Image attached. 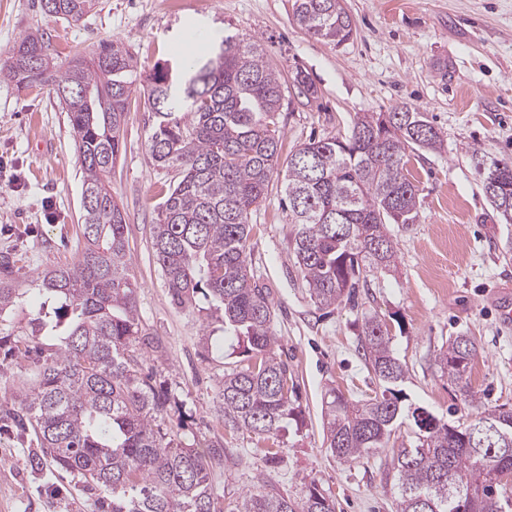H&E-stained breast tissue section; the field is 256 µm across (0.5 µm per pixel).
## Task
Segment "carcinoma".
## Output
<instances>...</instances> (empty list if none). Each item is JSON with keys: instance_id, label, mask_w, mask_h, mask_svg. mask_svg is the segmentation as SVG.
Masks as SVG:
<instances>
[{"instance_id": "1", "label": "carcinoma", "mask_w": 512, "mask_h": 512, "mask_svg": "<svg viewBox=\"0 0 512 512\" xmlns=\"http://www.w3.org/2000/svg\"><path fill=\"white\" fill-rule=\"evenodd\" d=\"M43 12L76 24L96 0H40ZM294 17L308 34L336 46L352 40L353 20L343 0H294ZM41 34L21 36L0 66V78L19 86L51 83L65 105L82 173L83 246L70 265L38 277L54 300L30 319L26 336L56 344L25 346L35 354L32 382L7 410L32 428L56 470L78 474L110 496V512H221L212 473L224 448L200 452L164 430L174 397L146 370L142 347L163 352L142 327L136 284L127 258V224L112 194V168L131 94L146 91L156 121L148 135L153 161L175 173L158 204L152 243L172 298L191 307L198 296L223 312L248 364L224 373V422L258 435H276L299 413L288 385V365L274 347L269 289L255 278L250 252L251 214L273 175L283 174L288 221L294 225V264L311 301L336 308L354 299L370 273L397 267L390 224H414L418 196L409 178L410 154L437 150L442 139L424 113L406 104L388 112H358L350 135L299 146L278 170V115L285 80L251 39L228 35L205 55L185 54L176 67L157 66L141 81L138 64L121 42L101 41L91 56L49 73ZM293 86L307 98L317 87L301 71ZM483 191L501 219L512 224V161H502ZM15 261L0 258V314L18 295ZM362 350L379 393L352 400L333 390L324 411L329 448L355 460L385 447L403 424L415 442L394 451L397 512H507L512 498V440L466 444L462 422L444 420L406 402L400 389L406 366L388 328L363 317ZM476 346L459 335L440 349L442 375L465 402L473 400L469 368ZM231 512H336V502L311 484L300 499L266 478Z\"/></svg>"}]
</instances>
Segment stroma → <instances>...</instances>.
<instances>
[{
  "instance_id": "obj_1",
  "label": "stroma",
  "mask_w": 512,
  "mask_h": 512,
  "mask_svg": "<svg viewBox=\"0 0 512 512\" xmlns=\"http://www.w3.org/2000/svg\"><path fill=\"white\" fill-rule=\"evenodd\" d=\"M293 0H98L82 21L47 16L36 0H0V55L28 33L44 35L50 59L62 65L89 53L101 39L121 41L142 73L172 61L183 42L204 46L224 36L254 38L285 79L309 74L318 96L287 95L279 114L281 157L309 139L346 134L356 113L383 112L405 102L425 112L443 140L441 150L412 154L409 171L419 189L415 224L391 225L397 269L368 275L358 306L323 316L294 265L293 226L283 209V187L272 179L251 216V257L274 303L277 353L288 360L301 415L287 432L267 438L225 424L220 381L238 366L239 352L224 343V325L209 305H176L152 250L151 227L161 190L171 175L154 164L147 137L154 114L133 94L112 191L126 211L131 273L147 331L163 357L148 355L156 380L178 408L166 421L186 442L223 445L229 467L212 481L222 512L254 489L258 477L298 498L317 483L336 512H396L388 473L392 448L343 461L323 430L330 389L355 400L373 397L378 382L361 348L362 318L382 319L392 347L408 368L403 389L410 402L447 416L476 418L512 408V325H503L491 298L512 291V259L504 246L512 225L502 223L485 196L467 154L481 144L512 160V0H345L355 34L335 46L305 33ZM447 62L440 77L437 63ZM83 177L66 114L49 86L26 89L0 81V254H16L19 296L0 315V338L16 341L42 297L33 282L45 270L73 263L82 223ZM474 338L464 404L436 363L450 337ZM33 364L23 355L0 361V407L17 401ZM277 463L267 460L268 449ZM0 512H101L100 493L80 478L60 476L33 431L0 418Z\"/></svg>"
}]
</instances>
